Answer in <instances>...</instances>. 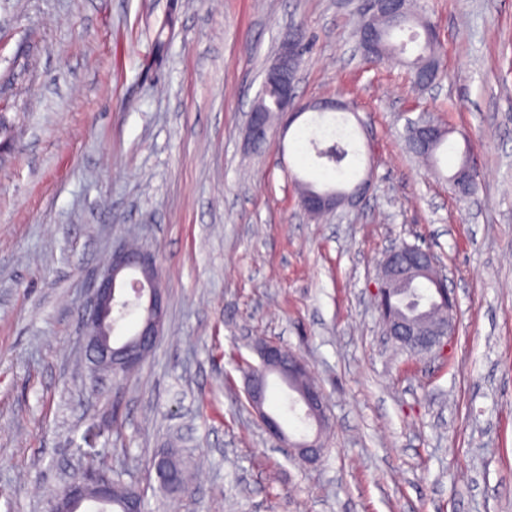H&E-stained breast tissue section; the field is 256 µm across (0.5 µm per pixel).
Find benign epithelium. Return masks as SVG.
Instances as JSON below:
<instances>
[{"instance_id":"7a95c632","label":"benign epithelium","mask_w":512,"mask_h":512,"mask_svg":"<svg viewBox=\"0 0 512 512\" xmlns=\"http://www.w3.org/2000/svg\"><path fill=\"white\" fill-rule=\"evenodd\" d=\"M362 21L358 35L366 43L373 42L370 20L383 14H395L400 10V0H363ZM303 54L298 30L286 32L280 42L279 51L264 72L258 97L272 91L277 97L278 111L286 116L283 128L303 115L304 108L295 91V83ZM272 126L263 110L255 104L247 112L244 139L254 148L267 142ZM371 187L369 179L356 183L348 191L314 192L299 196L303 211L320 215L336 209V196L345 197V204L355 207L362 203ZM381 277L374 286L377 309L387 336L402 349L412 354L448 352V339L455 331V302L448 292L447 276L438 269L434 256L415 245L403 244L386 251L380 262ZM424 273L432 282L441 324L428 331L414 321L394 310L390 305L392 283L402 275L407 282L413 281L416 273ZM137 305L142 311L141 319L134 331L135 339L129 344L113 340L127 310ZM165 322L164 293L158 276L156 257L146 249L132 250L119 245L97 278L96 288L86 313L87 339L85 352L93 372L107 368L113 375L137 368L155 347ZM260 359L245 381V394L250 407L262 427L280 443V447L298 456L315 461L324 449L323 433L326 428L325 397L316 384L306 382L307 366L299 357L286 358L284 348L274 341H264L256 346ZM274 371L288 381L296 404L303 409L308 422L315 427L311 438L294 440L286 434L279 421L265 409L269 372ZM112 479L98 473L78 476L68 482L51 502L50 512H62L63 504L74 501L106 502Z\"/></svg>"}]
</instances>
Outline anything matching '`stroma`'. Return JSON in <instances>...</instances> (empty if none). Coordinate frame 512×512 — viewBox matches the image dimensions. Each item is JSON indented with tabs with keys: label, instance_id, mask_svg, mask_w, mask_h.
<instances>
[{
	"label": "stroma",
	"instance_id": "1",
	"mask_svg": "<svg viewBox=\"0 0 512 512\" xmlns=\"http://www.w3.org/2000/svg\"><path fill=\"white\" fill-rule=\"evenodd\" d=\"M445 77L358 49L362 0H0V512H47L89 466L146 512H512V0H415ZM310 43L305 113L247 147L245 115L283 34ZM473 136L476 197L409 152L421 113ZM341 137L366 201L316 219L298 134ZM157 259L162 336L94 380L82 314L121 242ZM430 249L456 299L447 355L387 340L372 289L387 248ZM300 356L325 393L319 460L283 451L245 397L255 344ZM174 450L194 482L154 489Z\"/></svg>",
	"mask_w": 512,
	"mask_h": 512
}]
</instances>
